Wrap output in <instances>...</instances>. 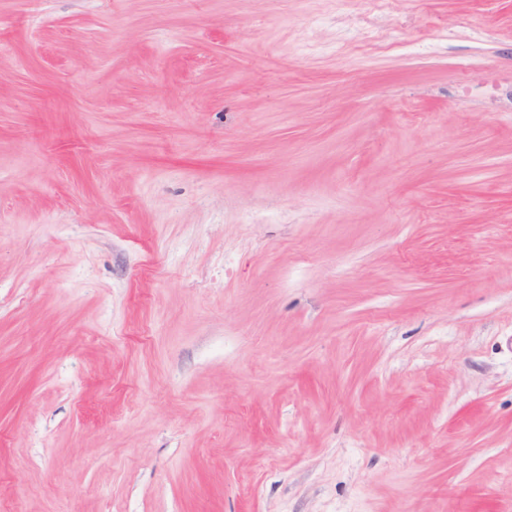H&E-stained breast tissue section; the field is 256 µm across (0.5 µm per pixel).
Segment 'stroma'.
Listing matches in <instances>:
<instances>
[{
	"label": "stroma",
	"mask_w": 512,
	"mask_h": 512,
	"mask_svg": "<svg viewBox=\"0 0 512 512\" xmlns=\"http://www.w3.org/2000/svg\"><path fill=\"white\" fill-rule=\"evenodd\" d=\"M0 512H512V0H0Z\"/></svg>",
	"instance_id": "1"
}]
</instances>
